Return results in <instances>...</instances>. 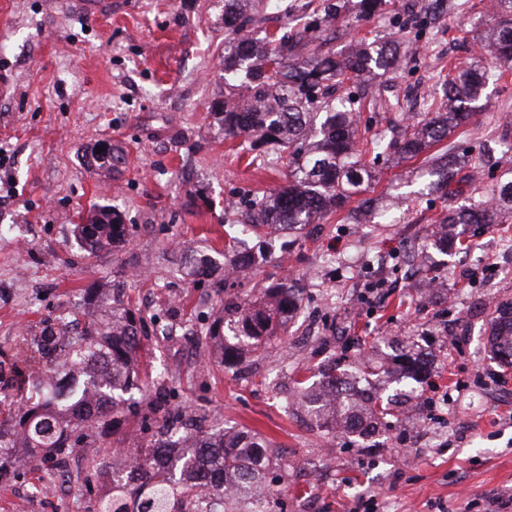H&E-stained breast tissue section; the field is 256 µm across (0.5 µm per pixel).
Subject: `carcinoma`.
<instances>
[{"mask_svg":"<svg viewBox=\"0 0 512 512\" xmlns=\"http://www.w3.org/2000/svg\"><path fill=\"white\" fill-rule=\"evenodd\" d=\"M240 2L224 3V82L232 86L243 77L248 79L251 96L242 108L217 109L224 137L245 138L246 145L239 149L250 155L251 163L264 166L273 160L288 172V186L270 199L253 203L252 222L232 226V241L255 238L251 255L242 259L244 264L266 257L268 240L260 236L263 228L280 225L293 231L317 224L371 185L375 169L365 163L364 156L414 160L469 124L483 111L492 76L489 62L512 61V0H492L499 21L476 36L478 59L440 76L447 91L443 99L429 105L430 116L408 125L400 138L388 139L360 123L363 110L377 106L363 84L392 71L400 44L378 34L371 39L352 36L338 29V21L352 10L358 18L370 19L389 0H323L311 21L296 23L278 41H268L265 49L240 34ZM446 5L447 0H424L419 7L399 13L402 29H422ZM340 37L349 38V44L347 52L337 56L326 46ZM296 47L311 49L308 60L298 65L288 58ZM271 62L278 66L272 74L267 71ZM468 164V149L448 145L427 168L433 178L429 187L442 191L458 180L474 181ZM368 219L389 224L395 212L388 202L372 208L362 201L345 216L352 224ZM510 221L512 180L494 185L487 197L448 211L432 225L431 235L434 245L450 251L456 227H462L464 234L476 224ZM75 231L90 255L126 234L119 213L110 206L90 210ZM83 301V308L69 320L81 324V331L62 334L61 317L50 313L23 337L43 368L22 380L20 397L0 393V464L12 461L22 448L32 470L44 465L67 469L75 449L94 443L125 411L127 396L141 390L136 364L143 317L116 288L95 295L87 290ZM298 309L299 298L288 279L262 289L254 298L227 292L208 330L209 339L227 361L286 333ZM492 329L494 355L512 365L511 306L499 310ZM345 376L324 370L316 389L297 381L302 412L318 428L330 432L339 426L354 433L392 415L389 404L374 394L364 396L357 390L334 394L336 383ZM152 411L161 415L162 425L147 447L135 451L130 477L110 479L89 512H186L183 504L189 498L224 496L222 483L195 482V475L202 471L233 474L239 496L229 512H253L247 491L253 483H264L274 458L273 443L244 432L232 436L222 430L203 432L190 407L172 409L157 401ZM171 448L185 452L159 466L157 458Z\"/></svg>","mask_w":512,"mask_h":512,"instance_id":"carcinoma-1","label":"carcinoma"}]
</instances>
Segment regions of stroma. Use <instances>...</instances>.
Wrapping results in <instances>:
<instances>
[{"mask_svg":"<svg viewBox=\"0 0 512 512\" xmlns=\"http://www.w3.org/2000/svg\"><path fill=\"white\" fill-rule=\"evenodd\" d=\"M309 0H245L254 37L305 12ZM487 0H448L422 33L393 14L342 26L375 29L401 44L395 74L370 83L376 109L363 122L391 133L442 98L439 74L469 65L475 42L460 29L486 20ZM488 103L453 139L472 157L500 152L512 173V62L498 64ZM0 225L20 224L30 245L0 237V379L40 365L21 341L43 315L75 309L85 288L120 285L145 319L140 376L169 406L196 408L206 428L261 434L282 462L269 470L276 512H489L488 498L512 487V367L490 353V319L512 305V224H494L472 249L444 255L426 238L443 202L410 161L378 164L366 194L390 193L397 224H349L343 212L297 235L288 256L272 255L243 280L256 294L287 277L301 307L284 338L225 365L190 340L217 316L218 275L196 271L199 255L224 262V230L252 200L286 186L285 169L231 155L214 106L247 88L224 83V0H131L109 19L80 14L73 0H0ZM103 142L125 160L104 175L91 155ZM112 205L125 239L90 256L73 228L92 205ZM424 253L445 264L443 288L427 290ZM411 350L426 369L391 427L346 436L312 428L294 404L295 382L328 364L346 368L370 346ZM158 424L145 407L123 415L98 454L122 472L123 449L145 445Z\"/></svg>","mask_w":512,"mask_h":512,"instance_id":"35a3bbf8","label":"stroma"}]
</instances>
